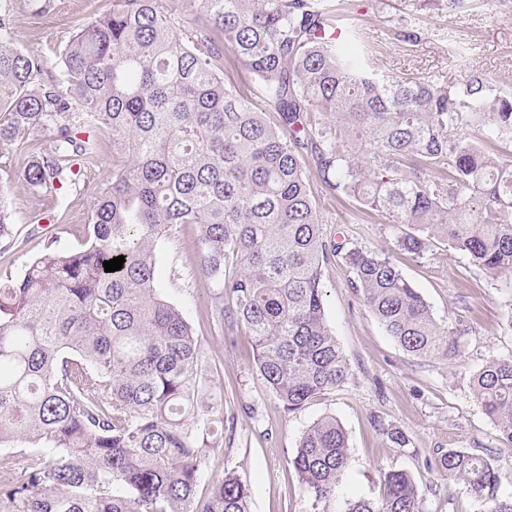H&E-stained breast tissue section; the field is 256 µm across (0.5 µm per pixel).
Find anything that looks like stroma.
<instances>
[{
    "label": "stroma",
    "mask_w": 512,
    "mask_h": 512,
    "mask_svg": "<svg viewBox=\"0 0 512 512\" xmlns=\"http://www.w3.org/2000/svg\"><path fill=\"white\" fill-rule=\"evenodd\" d=\"M5 2L16 41L42 56L46 83L57 76V56L72 35L112 7V0ZM336 9L344 27L365 34L380 72L452 84L479 73L512 90V2L465 0L451 11L446 0H336ZM100 140L88 188H66L53 197L33 195L22 180L23 154L0 161V182L10 186L17 228L16 244L0 250V272L20 274L48 241L67 249L85 243L95 193L112 175V137L104 132ZM309 177L321 197L328 239L370 251L392 248L400 229L389 218L331 196L317 172ZM195 237L193 225L178 227L160 247L157 272L164 296L192 326L204 395H224V446L203 452L196 505H204L212 481L233 468L250 487L249 512H313L289 460L305 429L332 415L347 432L351 466L331 512H343L351 498L377 497L379 476L389 470L412 474L423 512H482L437 461L451 448L488 452L497 469L512 475V443L481 412L471 390V377L486 359L512 355V275L489 276L440 243L420 257L398 255L403 274L435 317L463 332L464 355L451 364L402 351L354 292L340 259H331L322 267L324 308L350 377L288 414L256 369L244 330L220 332L208 320L209 286L196 267ZM388 424L405 430L407 447L389 446L382 432Z\"/></svg>",
    "instance_id": "stroma-1"
}]
</instances>
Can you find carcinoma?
Instances as JSON below:
<instances>
[{
  "instance_id": "cac0c4a2",
  "label": "carcinoma",
  "mask_w": 512,
  "mask_h": 512,
  "mask_svg": "<svg viewBox=\"0 0 512 512\" xmlns=\"http://www.w3.org/2000/svg\"><path fill=\"white\" fill-rule=\"evenodd\" d=\"M335 23L333 0H182L178 17L163 0H112L64 47L48 86L43 59L4 36L0 14V158L23 153L21 176L44 196L86 176L98 133H112L117 159L83 246L50 245L0 276V446L21 437L33 448L0 489L3 512H248L233 470L193 507L202 449L224 447V395L202 396L192 327L159 293L156 250L180 225L196 229L208 318L245 328L285 411L350 374L325 318L321 267L333 257L402 350L460 359L458 332L393 253L325 240L308 156L329 191L407 226L397 251L418 257L437 241L511 275L512 91L479 74L461 84L379 74L365 36L333 39ZM237 63L267 110L225 84ZM8 192L0 183L5 247L16 243ZM120 255L123 268L104 271ZM472 393L512 443V356L487 360ZM382 431L408 446L404 430ZM290 464L313 512H329L350 467L336 417L305 430ZM438 466L483 512H512L498 494L512 478L490 455L450 448ZM344 512L423 510L412 476L390 470L377 498Z\"/></svg>"
}]
</instances>
